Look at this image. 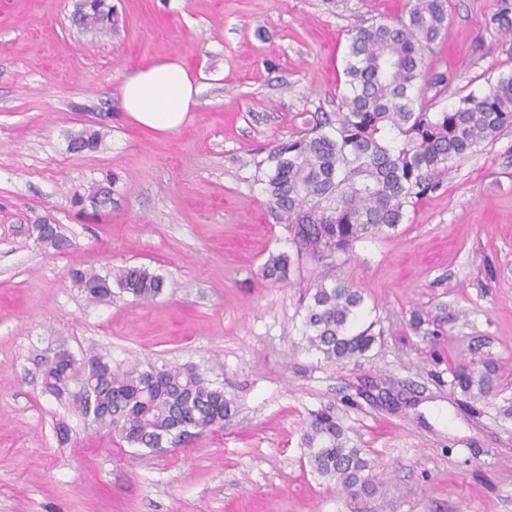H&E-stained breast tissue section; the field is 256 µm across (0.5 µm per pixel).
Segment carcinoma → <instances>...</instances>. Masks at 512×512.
<instances>
[{
    "label": "carcinoma",
    "instance_id": "obj_1",
    "mask_svg": "<svg viewBox=\"0 0 512 512\" xmlns=\"http://www.w3.org/2000/svg\"><path fill=\"white\" fill-rule=\"evenodd\" d=\"M114 18L107 0H86L76 22L110 32ZM447 18L446 0H408L404 16L355 28L344 57L345 88L335 119L318 117L304 132L274 147L265 192L297 255L323 260L347 252L357 241L391 235L407 208L444 186L457 160L512 126V73L499 75L479 95L461 97L450 109L440 106L448 75L430 72L429 58ZM494 21L512 33L508 0H502ZM73 140L95 151L101 137L85 129ZM34 231L38 242L55 250L68 246L55 224H36ZM290 266L289 256H273L266 276L287 282ZM71 276L93 304L112 303L114 286L141 302L156 300L166 288L163 276L145 266L116 272L86 266ZM303 299L302 340L324 362L357 360L376 343L374 324L353 329L364 302L353 285L317 280L305 287ZM493 372L491 364L479 375L458 367L450 387L484 395L493 388ZM43 383L80 416L151 452L189 432L223 425L235 409L222 384L187 364L114 366L105 354L77 360L64 349L47 362ZM302 444L313 470L348 494L378 490L374 460L351 443L332 408L310 413Z\"/></svg>",
    "mask_w": 512,
    "mask_h": 512
}]
</instances>
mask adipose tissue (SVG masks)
<instances>
[{
	"mask_svg": "<svg viewBox=\"0 0 512 512\" xmlns=\"http://www.w3.org/2000/svg\"><path fill=\"white\" fill-rule=\"evenodd\" d=\"M200 86L175 59L153 61L120 88L122 108L142 127L158 133L177 130L198 104Z\"/></svg>",
	"mask_w": 512,
	"mask_h": 512,
	"instance_id": "adipose-tissue-1",
	"label": "adipose tissue"
}]
</instances>
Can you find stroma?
<instances>
[{
    "label": "stroma",
    "mask_w": 512,
    "mask_h": 512,
    "mask_svg": "<svg viewBox=\"0 0 512 512\" xmlns=\"http://www.w3.org/2000/svg\"><path fill=\"white\" fill-rule=\"evenodd\" d=\"M115 31L73 22L76 0H0V512H512V127L458 161L445 187L408 208L395 233L330 263L292 253L261 181L272 147L314 114L334 115L353 27L406 0H112ZM500 0H448L433 70L445 106L512 72ZM199 74L178 130L133 123L119 88L155 59ZM97 129V150H69ZM103 206L71 203L104 178ZM49 221L66 250L39 244ZM142 265L163 296L89 303L79 265ZM361 288L380 341L329 366L301 340L298 282ZM125 363L192 364L236 410L223 427L145 453L45 392L58 346ZM498 366L469 400L451 369ZM334 407L376 463L377 494H342L302 445L311 411Z\"/></svg>",
    "instance_id": "1"
}]
</instances>
